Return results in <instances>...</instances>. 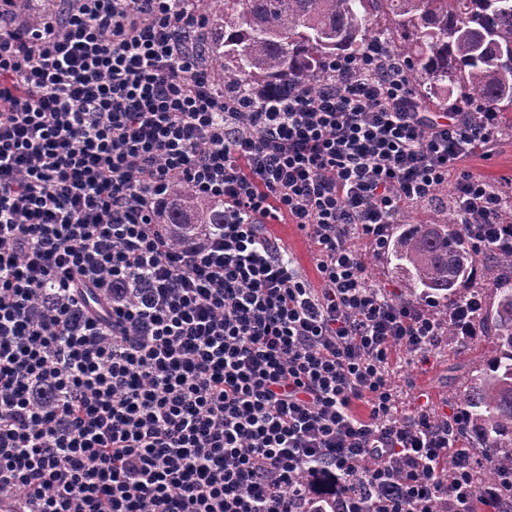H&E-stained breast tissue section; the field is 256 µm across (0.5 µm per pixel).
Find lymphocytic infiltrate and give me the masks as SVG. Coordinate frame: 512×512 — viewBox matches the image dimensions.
<instances>
[{
    "label": "lymphocytic infiltrate",
    "instance_id": "1",
    "mask_svg": "<svg viewBox=\"0 0 512 512\" xmlns=\"http://www.w3.org/2000/svg\"><path fill=\"white\" fill-rule=\"evenodd\" d=\"M0 0V499L14 512H477L461 413L397 417L399 354L473 333L368 285L406 206L512 253L463 168L500 115L423 107L393 58L218 85L195 0ZM224 204L175 240L172 188ZM451 186L450 197L440 188ZM310 242L309 279L266 232Z\"/></svg>",
    "mask_w": 512,
    "mask_h": 512
}]
</instances>
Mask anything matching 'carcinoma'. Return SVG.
Returning a JSON list of instances; mask_svg holds the SVG:
<instances>
[{
  "label": "carcinoma",
  "mask_w": 512,
  "mask_h": 512,
  "mask_svg": "<svg viewBox=\"0 0 512 512\" xmlns=\"http://www.w3.org/2000/svg\"><path fill=\"white\" fill-rule=\"evenodd\" d=\"M206 31L201 62L219 85L325 79L336 57L358 58L372 43L404 61L406 79L424 100L448 107L462 93L466 112H512V0H196ZM52 0H20L36 21ZM186 235L196 224L224 223V204L174 191L163 216ZM448 212L441 224H399L386 258L395 261L399 298L432 295L440 312L475 296V325L491 337L496 356L460 392V435L486 457L483 481L512 470V255L496 254L460 235ZM487 264L473 282L477 263Z\"/></svg>",
  "instance_id": "obj_1"
}]
</instances>
